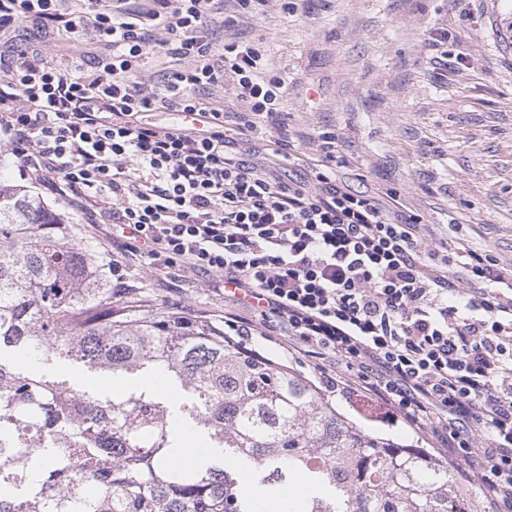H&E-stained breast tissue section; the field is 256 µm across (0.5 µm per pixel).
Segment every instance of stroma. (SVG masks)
<instances>
[{
  "label": "stroma",
  "instance_id": "obj_1",
  "mask_svg": "<svg viewBox=\"0 0 512 512\" xmlns=\"http://www.w3.org/2000/svg\"><path fill=\"white\" fill-rule=\"evenodd\" d=\"M437 27L448 31V56L438 61L426 42ZM204 30L219 45L263 36L287 79L283 112L263 136L237 145L249 161L301 181L304 169L273 155L268 142L313 155L322 135L335 134L344 162L336 175L353 189L397 192L404 212L436 235L512 263V0H299L291 14L274 8L231 29L219 14ZM11 40L15 52L40 50L61 68L111 53L93 32L48 37L31 19ZM460 52L467 65L457 63ZM129 279L155 303L218 324L228 308L251 315L206 277L176 280L134 263ZM20 368L100 398L140 387L72 357L28 359Z\"/></svg>",
  "mask_w": 512,
  "mask_h": 512
}]
</instances>
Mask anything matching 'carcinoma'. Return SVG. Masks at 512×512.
Returning <instances> with one entry per match:
<instances>
[{"label": "carcinoma", "mask_w": 512, "mask_h": 512, "mask_svg": "<svg viewBox=\"0 0 512 512\" xmlns=\"http://www.w3.org/2000/svg\"><path fill=\"white\" fill-rule=\"evenodd\" d=\"M65 355L114 376L161 374L110 400L0 360V512H478L453 469L348 413L288 363L212 321L118 296L66 216L0 179V348ZM199 442L176 457L181 434Z\"/></svg>", "instance_id": "1"}]
</instances>
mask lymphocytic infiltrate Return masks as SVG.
Returning a JSON list of instances; mask_svg holds the SVG:
<instances>
[{
  "label": "lymphocytic infiltrate",
  "mask_w": 512,
  "mask_h": 512,
  "mask_svg": "<svg viewBox=\"0 0 512 512\" xmlns=\"http://www.w3.org/2000/svg\"><path fill=\"white\" fill-rule=\"evenodd\" d=\"M0 0V33L27 19L52 32L92 29L109 59L66 68L40 53L0 63V146L22 178L108 224L112 280L128 263L150 272L216 276L240 290L250 318L225 313L241 341L261 337L307 359L327 388L374 396L394 419L447 449L459 482L478 484L487 512H512V264L461 239L435 241L396 195L337 180L334 137L303 158L308 178L283 183L239 159L223 111L199 97L223 85L257 132L281 112L283 75L264 39L216 53L214 13L291 14L296 0ZM163 55V91L146 84ZM164 108L192 115L154 124Z\"/></svg>",
  "instance_id": "f902f5d3"
}]
</instances>
